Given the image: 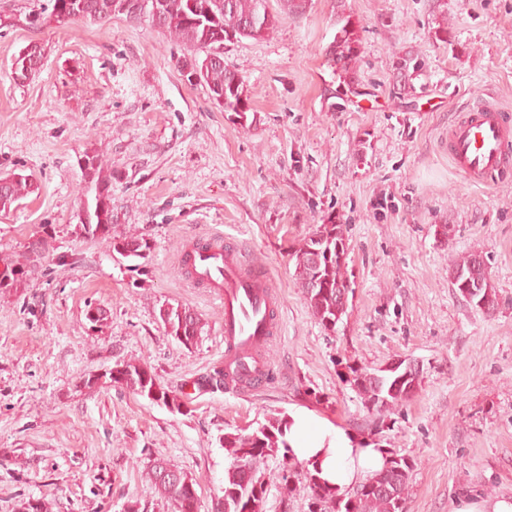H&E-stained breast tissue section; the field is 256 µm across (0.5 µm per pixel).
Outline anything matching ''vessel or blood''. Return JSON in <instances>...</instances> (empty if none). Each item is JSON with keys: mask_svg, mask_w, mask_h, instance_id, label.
<instances>
[{"mask_svg": "<svg viewBox=\"0 0 512 512\" xmlns=\"http://www.w3.org/2000/svg\"><path fill=\"white\" fill-rule=\"evenodd\" d=\"M448 150L469 179L490 182L512 158V122L491 101L469 106L448 132ZM182 262L193 285L221 303L226 364L243 381H262L270 369L263 346L277 327L278 292L269 277L219 235L193 239Z\"/></svg>", "mask_w": 512, "mask_h": 512, "instance_id": "b4317fda", "label": "vessel or blood"}]
</instances>
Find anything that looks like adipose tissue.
Segmentation results:
<instances>
[{"label": "adipose tissue", "mask_w": 512, "mask_h": 512, "mask_svg": "<svg viewBox=\"0 0 512 512\" xmlns=\"http://www.w3.org/2000/svg\"><path fill=\"white\" fill-rule=\"evenodd\" d=\"M288 444L294 459L338 494L347 493L367 475L381 470L385 456L375 444L308 412L289 416Z\"/></svg>", "instance_id": "adipose-tissue-1"}]
</instances>
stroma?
<instances>
[{"instance_id": "1", "label": "stroma", "mask_w": 512, "mask_h": 512, "mask_svg": "<svg viewBox=\"0 0 512 512\" xmlns=\"http://www.w3.org/2000/svg\"><path fill=\"white\" fill-rule=\"evenodd\" d=\"M436 0H307L261 39L224 44L254 112L250 127L215 105L176 65L185 47L149 21L0 28V176L37 189L0 212V272L41 238L47 251L17 288H0V512L42 498L52 512H122L137 501L170 512L144 476L171 460L203 505L224 484V432L307 410L358 437L369 417L343 379L397 358L422 364L418 393L386 417L383 447L417 460L408 512H451L463 493H512V173L475 184L448 155V131L488 99L512 112V0H446L452 46L435 42ZM345 13L358 20V94L328 61ZM43 66L12 64L30 42ZM424 62L403 88L394 65ZM112 169L113 232L143 234L130 261L77 232L84 153ZM344 225L353 283L348 316L329 332L312 316L289 256L313 225ZM234 240L281 297L273 369L253 387L199 386L224 366V311L179 273L186 241ZM486 257L498 309L458 295L452 262ZM203 322L197 343L167 336L163 303ZM105 310L96 326L89 308ZM147 363L178 413L84 379ZM293 466L265 460L266 512H308L305 484L289 508Z\"/></svg>"}]
</instances>
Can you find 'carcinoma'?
I'll return each mask as SVG.
<instances>
[{
	"label": "carcinoma",
	"mask_w": 512,
	"mask_h": 512,
	"mask_svg": "<svg viewBox=\"0 0 512 512\" xmlns=\"http://www.w3.org/2000/svg\"><path fill=\"white\" fill-rule=\"evenodd\" d=\"M149 0H48L38 12L26 17L30 27L58 26L78 23H105L124 15L129 19L142 17L154 21L171 38L182 43L190 55L179 60L186 78L199 73V82L205 84L213 101L224 98L221 107L233 112L242 125H247L251 111L244 83L235 71L224 67V35L232 32L237 38L260 39L273 32L279 22V13L271 8L270 0H163L167 7L157 16L144 4ZM336 24L340 28L329 51V61L343 79L351 73L359 52V25L349 15H341ZM44 48L37 45L22 51L15 58V72L28 70L35 73L41 66ZM395 69L407 80L419 75L422 62L411 55L397 57ZM83 168L82 196L88 203L86 221L78 225L80 234L97 239L130 260L144 259L150 251L149 241L136 233L112 234V170L97 155H86ZM7 185L0 187V211H6L35 192L36 184L29 176L14 173L4 177ZM349 252V239L344 225L330 221L318 224L291 254L295 276L303 288L304 297L312 314L327 331H336L347 315L345 294L352 291L346 275L347 261L336 255V246ZM44 242L35 241V247L23 260L6 266V276L0 284L19 285L28 274L32 256L42 254ZM450 281L456 293L466 296L469 288L476 289L468 303L477 310L491 315L498 306L497 294L491 284L488 265L477 252L460 257L450 269ZM159 318L167 335L189 347L197 343L202 332L200 319L188 308L166 303L159 309ZM349 383L362 400L368 414L375 416L373 430H380L384 415L402 407L418 393L421 379L417 374L399 381L400 373L390 369L368 370L348 366ZM88 389L102 386L120 387L133 394L163 405L172 412H181L182 403L172 391L158 382L150 367L137 361H121L98 376L83 381ZM288 416H271L266 423L243 433L226 432L219 439L230 458L224 472L221 494L211 500L207 512H241L242 506L253 503L254 512H266V488L258 476L260 464L269 457L282 455L290 458L286 439ZM399 470L375 472L345 498L336 489L317 479L310 470L303 472L307 484L308 512H407L410 484L416 462L400 456ZM146 477L154 490L170 503L172 512H201L197 481L178 466L162 459H154L147 466ZM294 475L283 477L280 503L288 512L296 491Z\"/></svg>",
	"instance_id": "carcinoma-1"
}]
</instances>
